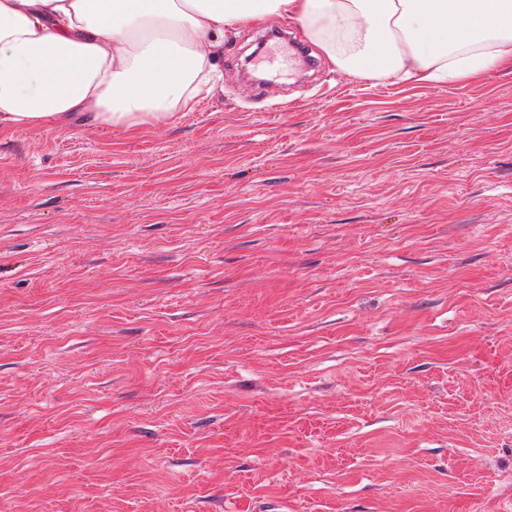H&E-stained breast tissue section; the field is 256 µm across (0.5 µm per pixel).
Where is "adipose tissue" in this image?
<instances>
[{
  "label": "adipose tissue",
  "instance_id": "ef3b65f1",
  "mask_svg": "<svg viewBox=\"0 0 512 512\" xmlns=\"http://www.w3.org/2000/svg\"><path fill=\"white\" fill-rule=\"evenodd\" d=\"M272 15L355 78L448 83L512 64V0H0V129L170 122L208 85L225 29Z\"/></svg>",
  "mask_w": 512,
  "mask_h": 512
}]
</instances>
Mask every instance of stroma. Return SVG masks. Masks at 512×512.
<instances>
[{
	"label": "stroma",
	"mask_w": 512,
	"mask_h": 512,
	"mask_svg": "<svg viewBox=\"0 0 512 512\" xmlns=\"http://www.w3.org/2000/svg\"><path fill=\"white\" fill-rule=\"evenodd\" d=\"M213 63L0 130V512H512V65L356 79L280 17Z\"/></svg>",
	"instance_id": "stroma-1"
}]
</instances>
